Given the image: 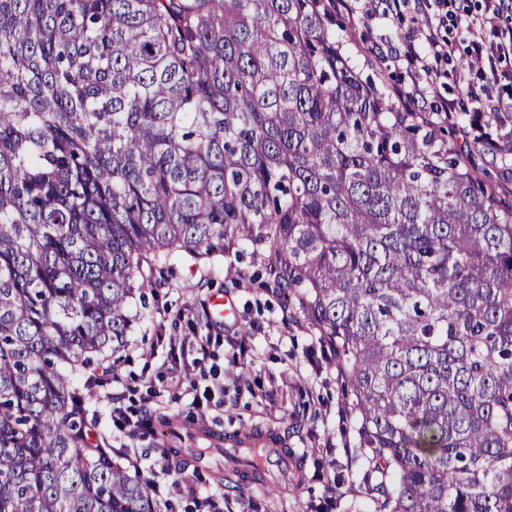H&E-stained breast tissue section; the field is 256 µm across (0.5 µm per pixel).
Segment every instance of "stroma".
I'll use <instances>...</instances> for the list:
<instances>
[{
    "instance_id": "stroma-1",
    "label": "stroma",
    "mask_w": 512,
    "mask_h": 512,
    "mask_svg": "<svg viewBox=\"0 0 512 512\" xmlns=\"http://www.w3.org/2000/svg\"><path fill=\"white\" fill-rule=\"evenodd\" d=\"M336 33L345 38L363 76L394 86L406 82L404 71L368 58L369 46L390 47L403 40L405 29L392 16L342 14ZM265 264L262 248L231 240L225 241L223 254L208 259L149 257L142 266L149 283L146 307L118 352V381L101 384L89 368L81 374L89 394L87 421L115 457L141 456L155 501L170 502L169 512H191L198 492L213 493L216 512H369L370 492L363 481L369 462L354 449L356 426L346 414L344 381L322 356L316 330L285 305ZM217 295L236 305L234 316L221 323L210 313ZM190 317L198 320L199 335L209 337L227 370L223 400L214 401L202 416L188 399H170L166 380L199 375L209 362L197 366L189 356L171 362L167 346L157 340L161 332L187 335ZM241 354L254 362L246 387L239 386L233 364ZM152 389L158 393L149 408L154 434L142 438L113 431V405H140ZM240 432L267 433L278 446L261 483L242 478L231 488L222 480L232 471L224 439Z\"/></svg>"
}]
</instances>
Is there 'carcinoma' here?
<instances>
[{"instance_id":"1","label":"carcinoma","mask_w":512,"mask_h":512,"mask_svg":"<svg viewBox=\"0 0 512 512\" xmlns=\"http://www.w3.org/2000/svg\"><path fill=\"white\" fill-rule=\"evenodd\" d=\"M327 0H0V512H156L76 373L148 256L260 244L350 387L374 512H512V195ZM499 169L512 144L499 141Z\"/></svg>"}]
</instances>
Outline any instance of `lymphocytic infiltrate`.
<instances>
[{
    "instance_id": "1",
    "label": "lymphocytic infiltrate",
    "mask_w": 512,
    "mask_h": 512,
    "mask_svg": "<svg viewBox=\"0 0 512 512\" xmlns=\"http://www.w3.org/2000/svg\"><path fill=\"white\" fill-rule=\"evenodd\" d=\"M381 3L388 12L409 15L413 24L403 48L390 51L375 46L370 51L374 59L392 60L412 73L410 86L394 91L402 109L432 112L446 119L460 112L456 100L436 105L430 93L457 52L449 30L461 24L471 33L464 48L467 61L478 65L485 84L512 92V27L504 24L512 17V0H480L475 9L469 0H334L336 10L352 14L371 12Z\"/></svg>"
}]
</instances>
